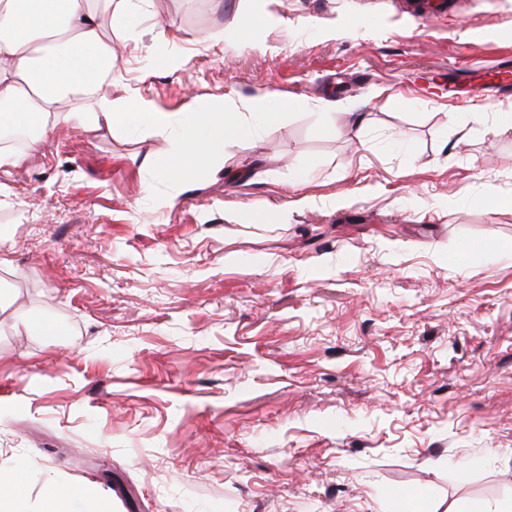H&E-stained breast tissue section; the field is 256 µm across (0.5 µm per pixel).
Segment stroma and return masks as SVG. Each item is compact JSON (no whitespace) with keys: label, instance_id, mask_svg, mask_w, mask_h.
I'll use <instances>...</instances> for the list:
<instances>
[{"label":"stroma","instance_id":"35a3bbf8","mask_svg":"<svg viewBox=\"0 0 512 512\" xmlns=\"http://www.w3.org/2000/svg\"><path fill=\"white\" fill-rule=\"evenodd\" d=\"M417 2L149 0L105 26L112 97L308 106L177 192L170 140L120 128L0 166V471L27 512L50 488L75 512L512 497V0Z\"/></svg>","mask_w":512,"mask_h":512}]
</instances>
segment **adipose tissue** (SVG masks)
Listing matches in <instances>:
<instances>
[{
  "label": "adipose tissue",
  "mask_w": 512,
  "mask_h": 512,
  "mask_svg": "<svg viewBox=\"0 0 512 512\" xmlns=\"http://www.w3.org/2000/svg\"><path fill=\"white\" fill-rule=\"evenodd\" d=\"M114 50L89 0H0V96L15 103L14 117L34 116L41 134L58 123L82 129L134 125L169 135L171 155L158 162L172 185L219 160L226 144L257 141L276 103L260 93L244 102L225 96L220 109L161 112L142 100L108 96Z\"/></svg>",
  "instance_id": "1"
}]
</instances>
